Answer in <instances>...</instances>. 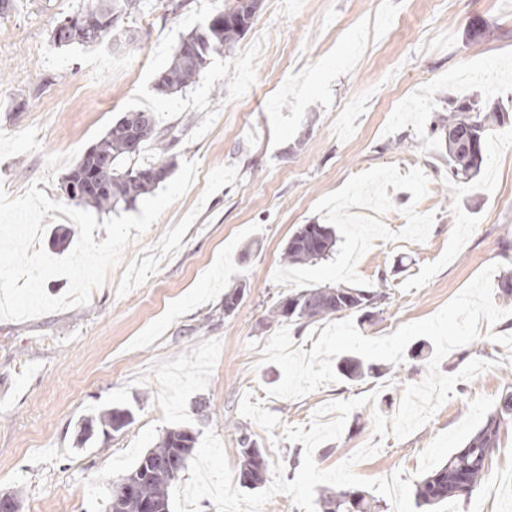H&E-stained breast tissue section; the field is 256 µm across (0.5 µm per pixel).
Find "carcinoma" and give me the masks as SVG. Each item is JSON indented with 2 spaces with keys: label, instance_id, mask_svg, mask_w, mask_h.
Listing matches in <instances>:
<instances>
[{
  "label": "carcinoma",
  "instance_id": "obj_1",
  "mask_svg": "<svg viewBox=\"0 0 512 512\" xmlns=\"http://www.w3.org/2000/svg\"><path fill=\"white\" fill-rule=\"evenodd\" d=\"M140 0H89L86 6L72 18L87 13L98 16V25L91 30H82L68 45H99L106 40L124 39L131 43L134 33L125 30L115 33L118 19L134 15ZM255 16L252 0H232V4L211 14L203 27L182 36L167 67L155 74L154 89L165 95L177 93L191 84L207 65L213 55L224 53V49L237 42L250 28ZM124 118L127 126H112L96 144L94 155L111 161L108 170L107 188L104 191L90 190L82 195H73L71 200L78 206L91 207L98 211H110L122 205L131 208L145 196L153 193L159 182L149 173L161 171L171 174L174 167L171 148L176 136H168L159 128L155 113L148 109L128 111ZM509 115L497 108L480 110L475 102H453L448 107V116L433 122L431 133L445 139L448 145V174L454 181L471 180L480 172L484 163L486 137L495 125H501ZM151 121L153 131L132 146L133 132L142 121ZM463 131L472 139V149L457 148L447 139V130ZM156 146L157 158L147 166L133 163L144 145ZM90 163L79 159L70 169L64 183H78L88 177ZM336 245V231L329 224H304L299 227L284 249L283 260L291 265H306L327 257ZM247 288L241 283L224 293V313L234 312ZM387 278L379 279L372 290L336 286H312L286 295L269 310L271 322H302L311 324L325 319H337L357 315L365 322L375 316L379 302L388 298ZM340 373L349 380H362L380 373L381 368L357 356H346L338 365ZM512 418V392L501 397L497 408L488 415L484 425L473 434L466 444L448 453V459L428 472L415 484L414 496L418 507L437 508L461 496H470L484 478L488 458L498 448L502 422ZM132 422L129 410L108 408L99 413V424L117 432ZM197 437L187 427L172 428L165 432L159 444L146 453L127 471L123 479L138 483V494L125 497L120 492L119 482L112 483L109 493V512H140L141 500L156 503V512H171L172 493L179 478L169 475L167 463L172 457L183 458V467L194 453ZM238 445L241 464L240 484L257 489L266 482L268 463L260 449L256 448L251 434L245 426L238 427ZM322 512H376L378 505L373 497L362 490L338 489L322 498Z\"/></svg>",
  "mask_w": 512,
  "mask_h": 512
}]
</instances>
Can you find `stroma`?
Wrapping results in <instances>:
<instances>
[{
    "instance_id": "1",
    "label": "stroma",
    "mask_w": 512,
    "mask_h": 512,
    "mask_svg": "<svg viewBox=\"0 0 512 512\" xmlns=\"http://www.w3.org/2000/svg\"><path fill=\"white\" fill-rule=\"evenodd\" d=\"M141 0L127 77L95 68L105 45L58 47L57 18L86 0H17L0 15V183L24 194L70 199L63 173L45 179L46 157L88 149L125 112L150 106L178 138L176 163L194 161L192 188L125 247L88 304L25 321L0 320V492L20 512H107L109 488L166 430L213 431L232 469L237 428L250 430L268 464L294 480L309 428L326 403L376 393L342 436L319 445L330 469L358 449L376 453L359 476L418 481L462 447L512 390V316L439 364L454 375L474 358L489 369L411 436L377 435L373 411L393 416L405 385L421 382L434 347L412 340L379 376L339 379L306 396H267L281 369L261 363L277 332L268 310L287 291L314 285L372 288L390 273L382 312L367 337L435 314L484 268L512 271V125L494 128L472 181L449 182L448 152L429 135L449 100L471 96L512 114V0H261L248 31L211 56L197 81L169 96L153 79L182 35L223 7L190 0L165 14ZM40 244L67 256L78 229L45 217ZM304 224L336 228L334 252L286 265L288 239ZM249 286L233 314L224 294ZM120 407L128 427L78 445L84 418ZM438 512H512V421L471 496Z\"/></svg>"
}]
</instances>
